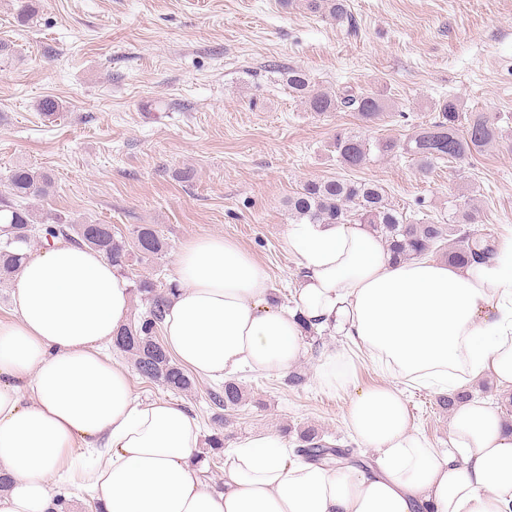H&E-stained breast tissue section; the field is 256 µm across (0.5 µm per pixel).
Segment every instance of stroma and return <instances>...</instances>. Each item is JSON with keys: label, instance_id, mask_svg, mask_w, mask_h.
I'll list each match as a JSON object with an SVG mask.
<instances>
[{"label": "stroma", "instance_id": "obj_1", "mask_svg": "<svg viewBox=\"0 0 512 512\" xmlns=\"http://www.w3.org/2000/svg\"><path fill=\"white\" fill-rule=\"evenodd\" d=\"M356 32L279 0H39L32 19L0 0V185L25 164L46 172L49 193L33 209L130 235L156 225L168 248L128 280L174 278L189 239L235 240L269 271L282 305L293 303L298 260L283 248L286 201L310 180L382 185L414 224L448 220L452 195L476 190L485 230L512 235V0H348ZM307 70L315 87L354 85L389 109L367 125L350 112L306 111L271 70ZM61 103L56 116L41 99ZM499 120L507 136L471 159L422 175L409 156L371 157L344 169L336 131L405 140L443 99ZM319 337L284 376L236 373L249 399L226 412L224 441L283 426L315 425L348 446L347 395L317 387ZM414 428L448 445L450 414L435 393L405 392Z\"/></svg>", "mask_w": 512, "mask_h": 512}]
</instances>
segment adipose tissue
<instances>
[{
  "instance_id": "obj_1",
  "label": "adipose tissue",
  "mask_w": 512,
  "mask_h": 512,
  "mask_svg": "<svg viewBox=\"0 0 512 512\" xmlns=\"http://www.w3.org/2000/svg\"><path fill=\"white\" fill-rule=\"evenodd\" d=\"M299 260L294 303L272 304L266 269L236 241L186 242L162 324L167 350L212 380L238 370L285 373L314 337H340L314 369L350 399L344 424L372 451L373 472L307 463L276 434L225 450L210 486L197 418L144 401L109 349L133 292L99 251L68 240L17 269L0 318V512H54V486L100 512H512V427L489 404L455 407L448 447L411 425L405 387L457 392L482 375L512 389V237L490 259L458 266L394 259L367 224L289 225ZM389 384L356 388L363 360Z\"/></svg>"
}]
</instances>
